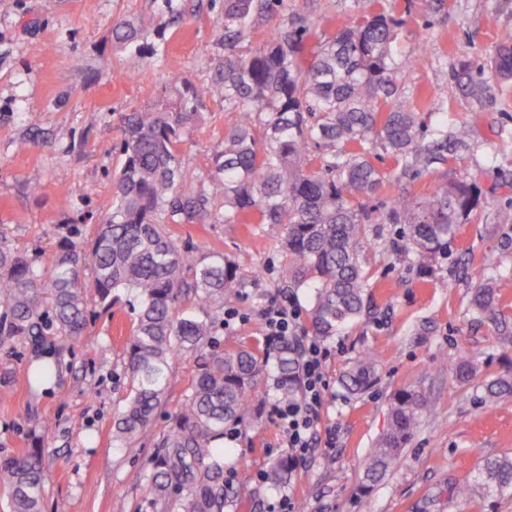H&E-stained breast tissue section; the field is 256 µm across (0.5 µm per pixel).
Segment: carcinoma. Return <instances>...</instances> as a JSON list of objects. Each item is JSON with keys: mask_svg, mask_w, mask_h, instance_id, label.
<instances>
[{"mask_svg": "<svg viewBox=\"0 0 512 512\" xmlns=\"http://www.w3.org/2000/svg\"><path fill=\"white\" fill-rule=\"evenodd\" d=\"M224 56L210 80H177L157 104L119 113L120 167L112 176V201L90 243L68 224L49 260L37 267L0 234V343L26 340L41 354L27 385L52 381L66 345L83 335L88 292L108 311L123 291L138 300L127 338L126 368L134 392L117 419L113 438L135 445L152 436L158 408L172 382L171 362L195 358L196 372L181 407L155 440L153 506L168 512H224L230 486L224 430L258 424L269 358L258 348L216 349L220 310L243 288L237 263L210 247H189L170 224H270L281 229L280 249L290 288H309V332L330 339L368 309L364 253L383 224L403 225L402 248L424 271L448 251L463 224L483 209V192L466 178H447L443 166L469 148L476 130L463 123L428 129L407 80L418 57L397 44L404 21L384 0H347L335 33L321 29L288 0H221ZM265 43L252 48L257 30ZM114 41L151 56L140 30L121 20ZM492 78L470 61L452 77L472 107L484 110L499 85L512 79V28L497 34ZM224 110V148L209 173L185 168L182 145L205 122V99ZM392 159L399 178L434 173L442 181L417 196L400 192L373 204L385 176L372 158ZM511 278H488L472 287L470 310L488 320L506 347L512 318L497 309ZM299 340L285 337L276 349L274 383L280 401L300 394ZM374 356H360L342 385L361 394L374 386ZM484 398H512V376L483 382ZM427 397L402 389L390 399L388 425L364 463L365 488L400 460ZM35 445L0 457V486L11 512H40L47 470ZM297 467L286 453L270 459L264 486L287 485ZM512 489V457L486 460L471 478L446 487L448 497L471 499Z\"/></svg>", "mask_w": 512, "mask_h": 512, "instance_id": "obj_1", "label": "carcinoma"}]
</instances>
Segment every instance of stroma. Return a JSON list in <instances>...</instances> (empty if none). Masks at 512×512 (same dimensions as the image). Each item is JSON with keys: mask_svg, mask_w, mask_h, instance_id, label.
I'll return each mask as SVG.
<instances>
[{"mask_svg": "<svg viewBox=\"0 0 512 512\" xmlns=\"http://www.w3.org/2000/svg\"><path fill=\"white\" fill-rule=\"evenodd\" d=\"M183 23L167 26L164 0H0V229L34 260H48L64 225L87 213L107 211L112 174L120 158L119 113L156 103L174 79L209 80L223 48L224 22L211 0H173ZM405 22L402 53L419 56L408 89L420 93L443 85L442 111L426 114L428 125L476 128L463 159L449 165L452 177L477 176L490 208L512 201V81L494 104L473 111L457 89L458 59L488 67L496 33L512 27V0H388ZM127 20L158 56L116 47L112 29ZM109 69H101L102 59ZM205 124L190 135L186 167L204 175L224 146V113L205 101ZM177 237L223 250L235 260L244 283L232 307L235 319L219 331V347L265 346L262 311L293 300L300 325H307L310 292L285 290L279 231L267 224H177ZM397 226L383 225L378 244L366 253L370 314L326 341L329 383L310 457L300 462L285 491L259 481L269 458L281 453L273 414L274 389H267L259 430L241 425L223 440L229 450L224 472L236 494L226 512H270L281 494L298 512H512V490L484 498L448 499L451 479L472 476L485 459L512 457V398L485 401L484 380L512 374V348L502 347L490 323H475L470 291L478 280L503 275L497 265L502 242H512V224L493 226L474 218L461 225L448 252L423 276L413 257L394 254ZM134 299L121 295L111 311L90 302L84 336L66 348L55 379L32 388L26 373L36 357L16 340L0 345V457L32 447V417L54 423L44 441L49 476L42 512H155L152 506L153 443L120 447L112 441L115 420L133 393L125 367V341ZM376 358L378 380L367 392L350 394L342 375L363 351ZM477 369L460 381L456 366ZM195 370L192 357L172 361V383L157 414L155 433L182 404ZM411 387L432 404L418 421L401 459L370 491H363L362 464L388 423L393 393Z\"/></svg>", "mask_w": 512, "mask_h": 512, "instance_id": "obj_1", "label": "stroma"}]
</instances>
